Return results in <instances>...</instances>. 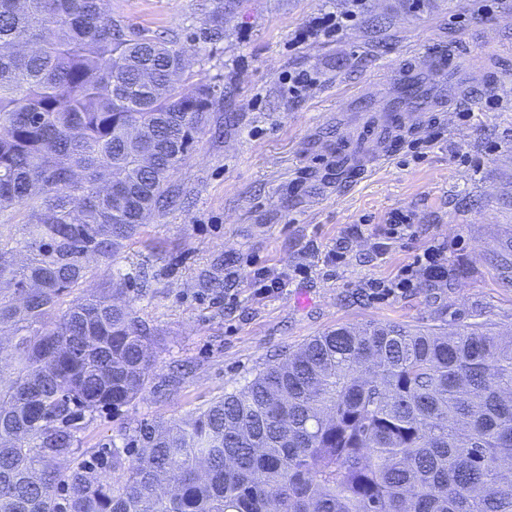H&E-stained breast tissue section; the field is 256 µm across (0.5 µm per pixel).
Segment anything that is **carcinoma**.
I'll use <instances>...</instances> for the list:
<instances>
[{
    "mask_svg": "<svg viewBox=\"0 0 512 512\" xmlns=\"http://www.w3.org/2000/svg\"><path fill=\"white\" fill-rule=\"evenodd\" d=\"M108 0H0V512H512V335L391 324L305 342L185 421L75 459L146 389L126 280L59 301L170 204L224 99ZM224 36L216 14L198 38Z\"/></svg>",
    "mask_w": 512,
    "mask_h": 512,
    "instance_id": "carcinoma-1",
    "label": "carcinoma"
}]
</instances>
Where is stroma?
I'll use <instances>...</instances> for the list:
<instances>
[{"mask_svg": "<svg viewBox=\"0 0 512 512\" xmlns=\"http://www.w3.org/2000/svg\"><path fill=\"white\" fill-rule=\"evenodd\" d=\"M125 24L162 32L224 92L210 127L172 177L176 201L109 263L88 261L74 295L125 277L138 316L160 338L143 395L85 416L95 451L156 418L180 420L244 386L285 352L343 326L392 323L453 331L479 322L512 332V0H362L338 37L296 44L318 13L350 0H111ZM224 37L196 33L216 12ZM461 64L434 73L428 57ZM421 90L416 125L385 159L349 167L379 108H396L405 71ZM307 74L301 94L287 80ZM496 107H487L484 94ZM416 234H387L394 214ZM345 258L335 261L336 247ZM442 281L376 294L429 247ZM223 291L206 288L209 271ZM281 283L255 292L254 274Z\"/></svg>", "mask_w": 512, "mask_h": 512, "instance_id": "obj_1", "label": "stroma"}]
</instances>
